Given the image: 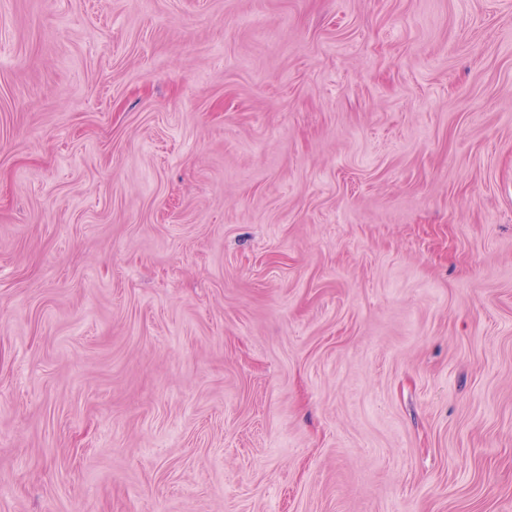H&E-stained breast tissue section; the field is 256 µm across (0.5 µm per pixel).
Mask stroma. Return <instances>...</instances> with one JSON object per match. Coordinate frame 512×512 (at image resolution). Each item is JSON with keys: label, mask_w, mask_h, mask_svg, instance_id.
Masks as SVG:
<instances>
[{"label": "stroma", "mask_w": 512, "mask_h": 512, "mask_svg": "<svg viewBox=\"0 0 512 512\" xmlns=\"http://www.w3.org/2000/svg\"><path fill=\"white\" fill-rule=\"evenodd\" d=\"M0 512H512V0H0Z\"/></svg>", "instance_id": "1"}]
</instances>
